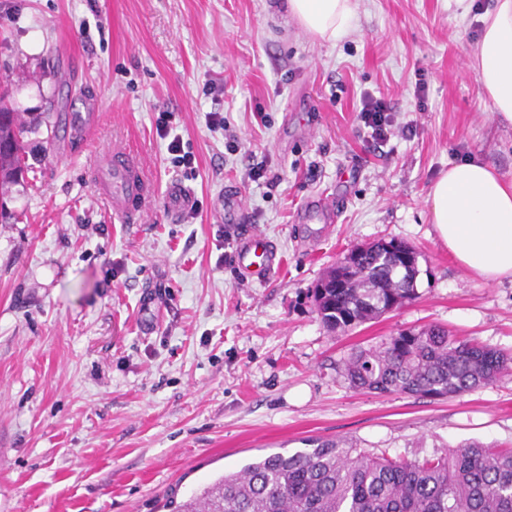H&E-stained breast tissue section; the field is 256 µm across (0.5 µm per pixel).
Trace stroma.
<instances>
[{
	"instance_id": "obj_1",
	"label": "stroma",
	"mask_w": 512,
	"mask_h": 512,
	"mask_svg": "<svg viewBox=\"0 0 512 512\" xmlns=\"http://www.w3.org/2000/svg\"><path fill=\"white\" fill-rule=\"evenodd\" d=\"M273 2L0 0V83L33 124L0 220V512H169L317 438L409 459L512 446V374L442 400L342 376L356 349L428 325L512 356V282L460 267L425 203L459 159L512 180V125L469 66L492 0H362L333 43ZM366 93L411 131L372 143ZM163 111L193 167L157 134ZM113 147L140 156L151 187L130 219L88 183ZM176 188L191 209H172ZM228 189L246 223H225ZM320 196L336 218L303 223ZM250 231L284 256L261 281L237 264ZM391 239L419 253L417 299L328 330L312 288Z\"/></svg>"
}]
</instances>
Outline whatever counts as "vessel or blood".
Instances as JSON below:
<instances>
[{
    "mask_svg": "<svg viewBox=\"0 0 512 512\" xmlns=\"http://www.w3.org/2000/svg\"><path fill=\"white\" fill-rule=\"evenodd\" d=\"M92 177L98 192L110 199L113 211L127 218L134 215L148 192L139 162L128 151L104 152ZM283 262L282 253L262 235L250 232L241 237L237 263L244 273L267 276L280 270Z\"/></svg>",
    "mask_w": 512,
    "mask_h": 512,
    "instance_id": "vessel-or-blood-1",
    "label": "vessel or blood"
}]
</instances>
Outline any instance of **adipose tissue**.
Listing matches in <instances>:
<instances>
[{
	"label": "adipose tissue",
	"instance_id": "1",
	"mask_svg": "<svg viewBox=\"0 0 512 512\" xmlns=\"http://www.w3.org/2000/svg\"><path fill=\"white\" fill-rule=\"evenodd\" d=\"M360 0H287L288 12L309 35L333 41L348 33ZM471 68L492 115L512 124V0H494ZM426 202L440 241L463 268L495 284L512 279V182L488 164L449 163Z\"/></svg>",
	"mask_w": 512,
	"mask_h": 512
}]
</instances>
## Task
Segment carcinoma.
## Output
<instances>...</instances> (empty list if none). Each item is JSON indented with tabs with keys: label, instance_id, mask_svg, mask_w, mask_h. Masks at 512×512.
I'll return each instance as SVG.
<instances>
[{
	"label": "carcinoma",
	"instance_id": "cac0c4a2",
	"mask_svg": "<svg viewBox=\"0 0 512 512\" xmlns=\"http://www.w3.org/2000/svg\"><path fill=\"white\" fill-rule=\"evenodd\" d=\"M23 113L0 92V183L23 171ZM396 255L374 242L359 247L356 269L345 288H330V266L313 289L322 324L349 327L414 300V282L398 279ZM495 349L459 340L430 325L401 330L358 350L345 363L349 387L378 394L431 399L473 391L509 370ZM171 512H512V449L471 443L430 458L374 455L352 444L318 440L313 448L272 453L226 474Z\"/></svg>",
	"mask_w": 512,
	"mask_h": 512
}]
</instances>
